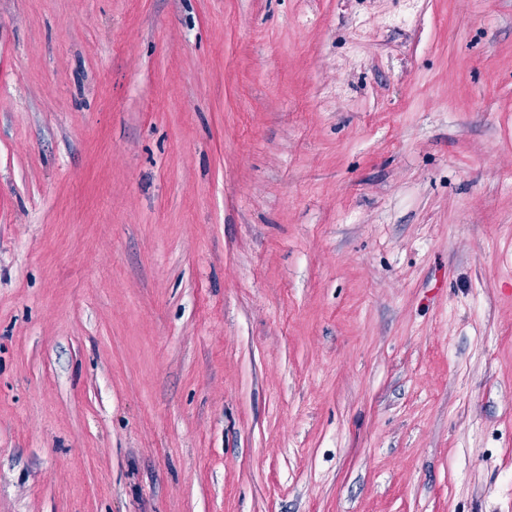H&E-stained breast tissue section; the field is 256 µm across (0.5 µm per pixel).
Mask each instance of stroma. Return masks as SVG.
Instances as JSON below:
<instances>
[{
  "mask_svg": "<svg viewBox=\"0 0 512 512\" xmlns=\"http://www.w3.org/2000/svg\"><path fill=\"white\" fill-rule=\"evenodd\" d=\"M0 512H512V0H0Z\"/></svg>",
  "mask_w": 512,
  "mask_h": 512,
  "instance_id": "35a3bbf8",
  "label": "stroma"
}]
</instances>
